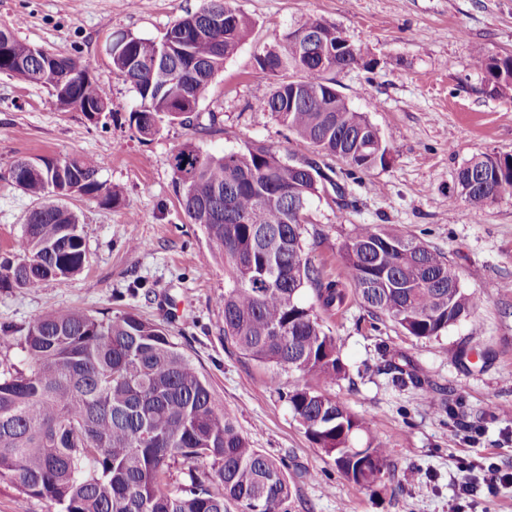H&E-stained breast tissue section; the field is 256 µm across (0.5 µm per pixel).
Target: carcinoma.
I'll return each instance as SVG.
<instances>
[{"label": "carcinoma", "instance_id": "obj_1", "mask_svg": "<svg viewBox=\"0 0 512 512\" xmlns=\"http://www.w3.org/2000/svg\"><path fill=\"white\" fill-rule=\"evenodd\" d=\"M233 0H202L166 35L180 39L197 29L207 37L188 41L189 57L156 59V42L136 38L112 54L116 76L130 84L139 105L130 125L143 138L158 131L156 118L198 111L224 61L247 35L251 21L240 11L215 28ZM315 30L311 52L296 51L284 35L285 66L256 57L281 82L266 98L269 112L320 156L347 166L346 176L388 162L389 147L366 116L336 94L327 75L358 64L361 51L336 53L343 38L334 26L309 19ZM473 66L495 91L512 99V55L499 57L470 47ZM18 63L26 81L66 82L80 100L112 111L94 81H72L87 70L77 55L61 57L46 76L31 45L17 39L0 70ZM68 178L80 194L99 193L98 162L68 157ZM32 172L15 162L19 187L34 201L22 225L19 250L0 259V288H37L50 279L80 274L87 260L80 219L54 192L56 174ZM181 205L224 261L227 280L218 298L224 338L243 355L265 365L271 382L297 376L286 394L293 416L317 448L355 485L371 489L388 473L389 453L379 442L352 446L366 422L350 413L315 380L333 386L346 377L341 347L322 315L341 311L356 297L371 316L384 317L417 339L437 338L470 316L479 299L465 292L448 257L381 225L357 224L343 245L344 278H324L305 251V211L320 184L259 144L216 157L185 145L169 158ZM465 201L481 209L512 196V156L481 155L458 171ZM311 288L315 304L302 294ZM18 341L22 364L0 367V481L45 499L58 512H292L293 490L284 461L250 445L234 417L221 408L194 362L168 330L133 312L90 314L60 307L26 326L0 325V343ZM395 381L424 387L413 368L395 365ZM187 466L184 482L169 483L171 463Z\"/></svg>", "mask_w": 512, "mask_h": 512}]
</instances>
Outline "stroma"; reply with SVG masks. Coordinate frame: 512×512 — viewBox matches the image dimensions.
<instances>
[{
    "instance_id": "obj_1",
    "label": "stroma",
    "mask_w": 512,
    "mask_h": 512,
    "mask_svg": "<svg viewBox=\"0 0 512 512\" xmlns=\"http://www.w3.org/2000/svg\"><path fill=\"white\" fill-rule=\"evenodd\" d=\"M201 0H0V28L24 43L79 55L112 101L98 120L60 110L40 85L0 74V258L15 254L33 200L9 178L20 157L88 155L116 192L112 205L70 199L89 258L77 277L36 288H0V325H26L44 310L130 311L168 328L209 381L252 446L288 463L293 512H448L463 474L458 457L491 455L512 467V197L476 211L457 190L470 158L512 154V101L475 70L468 47L512 55V0H235L253 27L214 78L197 117L162 121L142 138L128 116L138 105L112 70L109 47L130 34L160 38ZM336 26L363 61L333 73L337 90L391 149L389 162L322 190L308 205L306 249L332 276L353 225L388 224L456 265L466 292L486 295L473 318L419 340L350 301L325 324L337 337L346 379L329 393L364 418L368 438L391 452L383 485L348 481L306 435L268 369L224 337L217 305L224 264L175 193L169 156L191 143L220 156L261 144L280 156L313 157L270 112L278 76L256 57L284 48L307 19ZM410 363L430 392L393 380Z\"/></svg>"
}]
</instances>
